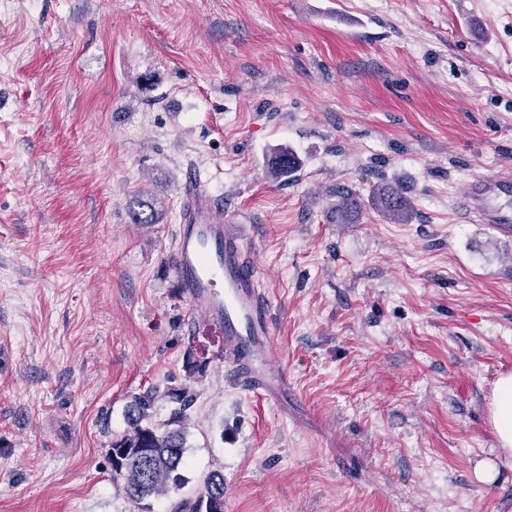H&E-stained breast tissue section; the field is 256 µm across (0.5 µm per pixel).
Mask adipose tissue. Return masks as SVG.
Returning <instances> with one entry per match:
<instances>
[{"label": "adipose tissue", "mask_w": 512, "mask_h": 512, "mask_svg": "<svg viewBox=\"0 0 512 512\" xmlns=\"http://www.w3.org/2000/svg\"><path fill=\"white\" fill-rule=\"evenodd\" d=\"M490 423L499 441L497 461L482 460L476 467L478 480L496 482L501 467L512 468V374L500 376L489 401Z\"/></svg>", "instance_id": "1"}]
</instances>
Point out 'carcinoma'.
Returning <instances> with one entry per match:
<instances>
[{"label": "carcinoma", "instance_id": "carcinoma-1", "mask_svg": "<svg viewBox=\"0 0 512 512\" xmlns=\"http://www.w3.org/2000/svg\"><path fill=\"white\" fill-rule=\"evenodd\" d=\"M300 167L298 156L288 149L274 153L268 165V174L274 180L288 178ZM377 200L385 214L395 222L406 220L411 204L399 190L392 187L378 189ZM135 221L154 224L157 211L151 201H132ZM163 396L177 404L170 418L157 423L153 420L155 403ZM195 400L187 386L155 389L132 396L127 409L128 430L112 439L107 450L112 470V482L122 485L127 497L139 503L170 489L179 490L187 482L185 451L187 411ZM224 475L215 470L204 480L191 498L180 499L171 512H224Z\"/></svg>", "mask_w": 512, "mask_h": 512}]
</instances>
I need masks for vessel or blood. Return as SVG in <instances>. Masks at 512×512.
Masks as SVG:
<instances>
[{"label":"vessel or blood","mask_w":512,"mask_h":512,"mask_svg":"<svg viewBox=\"0 0 512 512\" xmlns=\"http://www.w3.org/2000/svg\"><path fill=\"white\" fill-rule=\"evenodd\" d=\"M461 206L467 217L511 236L512 176L491 171L476 177L464 190ZM174 269L186 296L223 334L234 381L274 398L287 377L277 371L282 350L271 305L235 225L225 223L221 209L201 193H189L184 201Z\"/></svg>","instance_id":"vessel-or-blood-1"}]
</instances>
